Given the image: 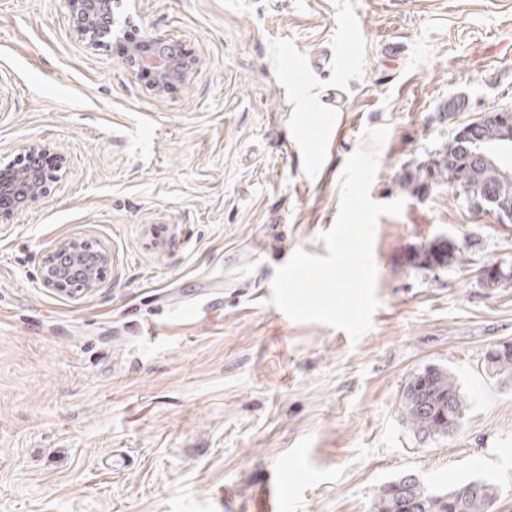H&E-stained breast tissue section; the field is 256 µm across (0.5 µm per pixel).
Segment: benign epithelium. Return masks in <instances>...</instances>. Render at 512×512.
<instances>
[{"label": "benign epithelium", "mask_w": 512, "mask_h": 512, "mask_svg": "<svg viewBox=\"0 0 512 512\" xmlns=\"http://www.w3.org/2000/svg\"><path fill=\"white\" fill-rule=\"evenodd\" d=\"M80 35L101 44L119 35L114 14V0H68ZM125 64L133 72L148 73L152 77L151 90L161 95L176 84L187 82L194 73L195 63L180 54L169 39L147 33L141 43L125 55ZM501 141H512V109L497 110ZM55 176L34 163L16 170L11 180L0 181V197H10L14 206L3 209L6 214L24 211L44 200L49 194V183ZM111 260L103 247H95L87 240H66L51 251L43 262L41 285L49 290L71 297L80 296L98 286L102 269Z\"/></svg>", "instance_id": "7a95c632"}]
</instances>
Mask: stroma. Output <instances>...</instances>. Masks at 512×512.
<instances>
[{"label": "stroma", "instance_id": "1", "mask_svg": "<svg viewBox=\"0 0 512 512\" xmlns=\"http://www.w3.org/2000/svg\"><path fill=\"white\" fill-rule=\"evenodd\" d=\"M197 64L155 95L125 43L82 39L66 0H0V169L38 144L49 197L0 217V512H372L412 474L483 479L512 502V222L405 176L455 127L512 108V0H123ZM389 125L382 148L365 131ZM380 153V306L358 342L270 304L296 249L327 256L340 176ZM442 271L412 267L439 237ZM88 239L112 260L79 297L42 258ZM449 369L458 431L422 439L404 387ZM288 473L279 506L277 471ZM424 249H427V253L431 254L430 265L421 263V260L423 259L421 253ZM455 253V248L448 243V238L440 237L430 242L428 245L420 247L416 251L412 259L417 261V264H413V266L424 269L444 270L447 269L448 266L452 265L455 258ZM488 356L490 369L496 377H502L506 380L512 379V344L510 349H506L504 344L493 349Z\"/></svg>", "mask_w": 512, "mask_h": 512}]
</instances>
